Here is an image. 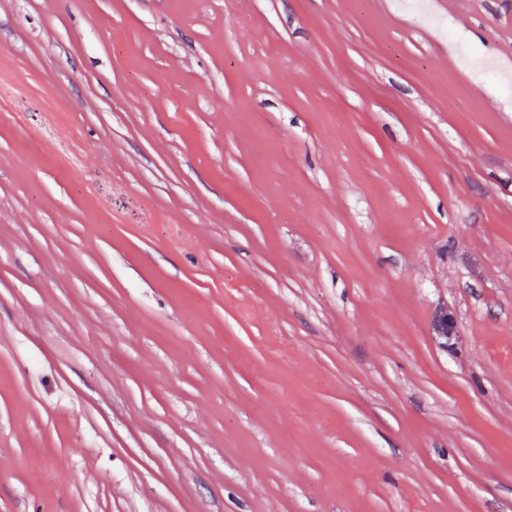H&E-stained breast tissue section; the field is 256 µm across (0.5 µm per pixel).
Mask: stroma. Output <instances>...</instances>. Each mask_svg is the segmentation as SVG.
Listing matches in <instances>:
<instances>
[{
    "label": "stroma",
    "mask_w": 512,
    "mask_h": 512,
    "mask_svg": "<svg viewBox=\"0 0 512 512\" xmlns=\"http://www.w3.org/2000/svg\"><path fill=\"white\" fill-rule=\"evenodd\" d=\"M0 512H512V0H0Z\"/></svg>",
    "instance_id": "stroma-1"
}]
</instances>
